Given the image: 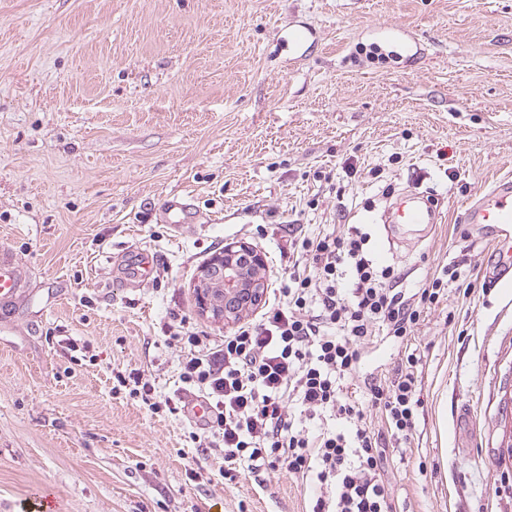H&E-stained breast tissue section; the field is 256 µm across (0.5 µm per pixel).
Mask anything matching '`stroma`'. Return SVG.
I'll return each instance as SVG.
<instances>
[{
    "mask_svg": "<svg viewBox=\"0 0 512 512\" xmlns=\"http://www.w3.org/2000/svg\"><path fill=\"white\" fill-rule=\"evenodd\" d=\"M506 175L512 0H0V249L25 285L0 313V512H311L285 471L224 479L165 327L227 334L192 288L224 246H257L275 289L283 224L342 218L373 248L407 190L442 221L393 245L402 288L460 277L346 386L419 356L416 428L382 474L394 512H512V285L487 277L492 230L459 221ZM174 194L199 224L161 222ZM133 370L158 410L118 385Z\"/></svg>",
    "mask_w": 512,
    "mask_h": 512,
    "instance_id": "1",
    "label": "stroma"
}]
</instances>
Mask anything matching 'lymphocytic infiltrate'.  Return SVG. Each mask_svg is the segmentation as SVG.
<instances>
[{
	"mask_svg": "<svg viewBox=\"0 0 512 512\" xmlns=\"http://www.w3.org/2000/svg\"><path fill=\"white\" fill-rule=\"evenodd\" d=\"M286 244L295 259L265 322L239 326L218 344L186 320L169 326L170 339L189 348L181 380L212 403L211 445L224 452L226 476L282 469L318 487L312 512H392L380 478L384 436L413 435L418 358L408 354L388 384L366 383L361 398L345 396L344 384L359 370L363 344L382 330L407 339L446 284L436 277L407 293L400 273L374 262L354 226L309 235L292 224ZM374 409L386 432L368 425ZM319 414L344 420V428L304 427Z\"/></svg>",
	"mask_w": 512,
	"mask_h": 512,
	"instance_id": "f902f5d3",
	"label": "lymphocytic infiltrate"
}]
</instances>
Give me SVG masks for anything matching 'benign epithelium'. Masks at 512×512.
Listing matches in <instances>:
<instances>
[{
    "instance_id": "obj_1",
    "label": "benign epithelium",
    "mask_w": 512,
    "mask_h": 512,
    "mask_svg": "<svg viewBox=\"0 0 512 512\" xmlns=\"http://www.w3.org/2000/svg\"><path fill=\"white\" fill-rule=\"evenodd\" d=\"M265 265L262 251L246 242L214 253L193 284L199 314L231 326L244 312L261 306L267 292V280L261 275Z\"/></svg>"
}]
</instances>
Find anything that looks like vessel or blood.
Instances as JSON below:
<instances>
[{
	"label": "vessel or blood",
	"instance_id": "vessel-or-blood-1",
	"mask_svg": "<svg viewBox=\"0 0 512 512\" xmlns=\"http://www.w3.org/2000/svg\"><path fill=\"white\" fill-rule=\"evenodd\" d=\"M160 212L164 223L174 230L199 221L196 211L185 198L172 195L167 197ZM388 218L394 228L410 232L435 224L438 215L427 199L416 192H407L399 196L388 212ZM464 224L494 228L499 251L496 271L497 280L512 276V178L499 179L485 193L472 199L461 215ZM20 287V277L12 256L0 251V302L11 301Z\"/></svg>",
	"mask_w": 512,
	"mask_h": 512
}]
</instances>
